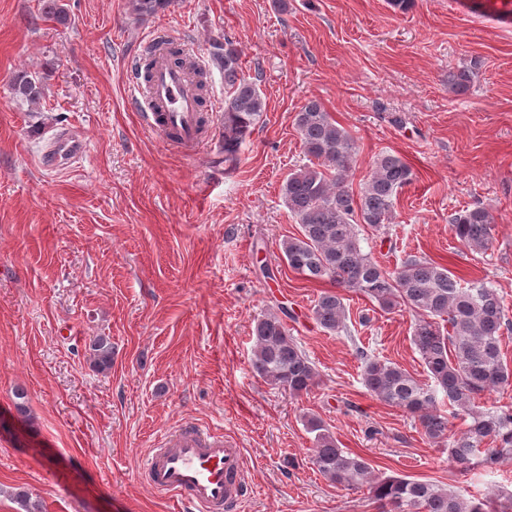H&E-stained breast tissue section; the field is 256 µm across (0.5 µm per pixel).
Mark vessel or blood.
<instances>
[{
  "instance_id": "obj_1",
  "label": "vessel or blood",
  "mask_w": 512,
  "mask_h": 512,
  "mask_svg": "<svg viewBox=\"0 0 512 512\" xmlns=\"http://www.w3.org/2000/svg\"><path fill=\"white\" fill-rule=\"evenodd\" d=\"M130 103L144 126L171 136L184 150L197 148L200 111L189 67L174 66L165 52H157L148 88L131 81ZM84 149L83 140L59 138L43 163L68 167ZM139 475L155 494L175 497L186 512H234L249 490L241 449L198 423L162 436L142 456Z\"/></svg>"
}]
</instances>
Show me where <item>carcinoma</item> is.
I'll use <instances>...</instances> for the list:
<instances>
[{"mask_svg":"<svg viewBox=\"0 0 512 512\" xmlns=\"http://www.w3.org/2000/svg\"><path fill=\"white\" fill-rule=\"evenodd\" d=\"M126 7L134 16H153L167 9L169 0H127ZM211 57L224 71V161L231 162L262 116L264 98L258 79L243 74L240 52L229 38L213 43ZM472 83L469 69L448 73V86L456 94L468 92ZM41 88L39 79L26 73L13 78L14 94L22 100L38 99ZM295 125L312 163L284 181L283 198L300 234L283 240L281 252L293 272L337 287L316 300V324L328 333L348 330L344 291L366 297L383 311L404 306L415 312L411 341L430 383L362 347L364 387L410 414L427 439L447 440L448 460L461 473L478 465L490 469L512 456V408L479 405L483 395L512 385V366L502 355L504 332L512 329L503 299L483 281L462 283L430 258L409 255L392 270L382 267L361 246L362 228L379 231L391 223L397 196L412 181L411 168L382 151L356 192L349 184L358 156L351 134L317 100L301 107ZM452 227L459 244L478 253L489 248L495 224L477 207L459 211ZM285 314L269 313L256 321L252 365L268 384L299 396L317 384L318 373L291 336ZM90 351L95 368H112L114 351L107 338H95ZM450 414L466 418L457 435L450 433ZM306 427L314 434L317 472L345 489L367 488L380 512H512V496L467 498L432 480L386 475L340 448L320 419L307 417Z\"/></svg>","mask_w":512,"mask_h":512,"instance_id":"1","label":"carcinoma"}]
</instances>
